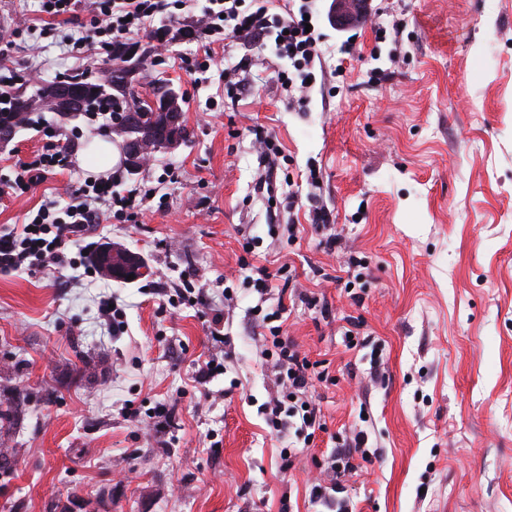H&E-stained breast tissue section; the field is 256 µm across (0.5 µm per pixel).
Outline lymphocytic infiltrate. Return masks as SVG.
I'll return each instance as SVG.
<instances>
[{"label": "lymphocytic infiltrate", "instance_id": "obj_1", "mask_svg": "<svg viewBox=\"0 0 512 512\" xmlns=\"http://www.w3.org/2000/svg\"><path fill=\"white\" fill-rule=\"evenodd\" d=\"M185 7L186 0H92L89 20L81 22L79 35L69 39L66 52L78 60H100L116 48L132 49L133 34L156 20L179 24L180 34L187 38L203 34L212 45L223 43L229 31L244 40L273 39L278 53L293 65L292 72L279 74L281 86L288 92L307 90L320 54L317 30L306 27L307 8L295 14L277 13L271 11L268 0H209L200 24L194 26L186 21ZM41 133V151L30 160L15 163L16 176L9 184L12 196L27 194L46 175L68 169L72 163L74 145L60 142L57 127L43 126ZM154 196L153 188L143 183L125 184L115 172L86 179L65 208L46 201L28 212L25 224L0 232V272L70 266L69 244L91 234L94 224L102 220L103 208H111L113 218L129 222L147 210ZM263 354L285 378L278 395L266 406L268 425L280 430L284 412L307 427L319 425L321 411L308 396L315 373L282 326L269 327Z\"/></svg>", "mask_w": 512, "mask_h": 512}]
</instances>
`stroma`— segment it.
Listing matches in <instances>:
<instances>
[{"label": "stroma", "instance_id": "1", "mask_svg": "<svg viewBox=\"0 0 512 512\" xmlns=\"http://www.w3.org/2000/svg\"><path fill=\"white\" fill-rule=\"evenodd\" d=\"M332 5L313 4L322 56L304 103L277 79L291 60L258 40L226 37L193 74L184 60L205 45L172 32L133 74L139 89L166 79L189 130L146 166L117 164L158 185L163 209L92 237L139 254L142 277H86L81 246L69 251L76 267L0 273V402L23 410L0 432L14 450L0 512H68L76 501L83 512H337L340 502L348 512H512V0H374L376 14L349 34ZM38 8L0 0V28L29 25L0 67L30 96L79 72L98 81L104 62L61 46L88 19L86 0L77 22L53 30ZM376 71L386 81L373 83ZM44 123L82 149L95 134L84 114L36 111L0 140V229L89 176L76 163L28 196L4 194L10 150L37 153ZM259 132L281 148L277 170ZM320 213L329 223L318 230ZM255 265L273 275L269 295L250 285ZM187 275L206 305L169 304ZM107 298L123 310L113 328L100 317ZM276 311L327 374L311 390L324 426L304 439L272 434L262 409L279 388L261 356L262 318ZM212 356L223 373L197 385V362ZM162 406L171 423H156ZM361 432L368 460L342 476L334 505L314 499L312 485L333 477L331 451Z\"/></svg>", "mask_w": 512, "mask_h": 512}]
</instances>
